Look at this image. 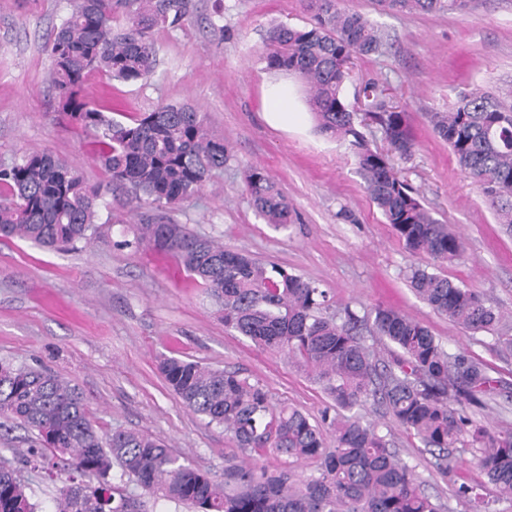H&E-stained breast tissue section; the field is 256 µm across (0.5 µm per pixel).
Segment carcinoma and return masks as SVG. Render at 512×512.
Here are the masks:
<instances>
[{"label":"carcinoma","instance_id":"obj_1","mask_svg":"<svg viewBox=\"0 0 512 512\" xmlns=\"http://www.w3.org/2000/svg\"><path fill=\"white\" fill-rule=\"evenodd\" d=\"M378 2L385 10L433 13L462 11L468 0ZM313 4L308 26L270 29L267 67L305 83L317 130L349 142L370 199L406 249L435 263L459 258L458 236L412 195L388 155L371 149L357 128L360 116L375 120L390 151L405 158L414 149L407 114L374 84L363 88V111L344 100L352 56L379 52L383 34L363 15L336 8V0ZM193 10V0H73L48 42L50 84L60 110L96 145V160L112 189L137 208H174L195 199L211 174L224 169L228 146L192 105L161 104L123 123L82 95V87L95 74L125 82L149 78L157 55L150 32L183 27ZM432 124L493 208L497 223L512 235V106L486 92H463L448 111L433 113ZM245 182L256 212L274 229L286 228L292 206L274 178L251 167ZM100 196V189L87 185L64 160L49 152L28 153L0 169V241L16 238L47 248L89 244ZM133 244L172 257L201 282L224 306L225 327L313 374L344 410L330 420L334 447L325 446L322 429L303 412L275 406L259 384L238 372L164 357L158 369L168 388L184 407L224 427L242 454L269 453L315 467L299 480L290 470L228 459L224 481L217 482L150 434L98 432L83 393L64 378L1 363L0 428L10 422L37 432L40 449L27 450L26 463L50 475L70 469L102 480L128 479L145 494L192 512H449L422 491L415 467L356 413L373 402L417 437L444 472L457 467L454 449H474L497 501L512 504V430L490 428L465 414L467 407L487 405L491 381L481 362L448 353L425 325L391 307L377 306L363 317L350 313L339 324L323 316L325 290L182 224L144 214L134 225V239L123 241ZM409 279L425 304L466 330L488 332L501 319L478 292L426 267L412 269ZM370 339L390 344V359H378ZM115 466L119 471L112 475ZM456 497L478 509L485 504L484 486L463 483ZM0 512H37L26 485L5 463ZM55 512H140V502L129 494L91 490L72 478L60 489Z\"/></svg>","mask_w":512,"mask_h":512}]
</instances>
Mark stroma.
<instances>
[{
  "instance_id": "stroma-1",
  "label": "stroma",
  "mask_w": 512,
  "mask_h": 512,
  "mask_svg": "<svg viewBox=\"0 0 512 512\" xmlns=\"http://www.w3.org/2000/svg\"><path fill=\"white\" fill-rule=\"evenodd\" d=\"M194 2L182 28L154 31L157 65L149 79L111 83L114 107L143 113L162 103H187L228 142L224 169L196 199L165 209V216L315 282L327 290L328 312L337 321L383 305L425 324L449 353L486 364L488 406L472 410V417L512 428V356L498 342L512 336V236L430 122L431 113L447 111L463 91L496 95L512 85V0H471L466 10L431 14L383 12L374 0H336L338 8L364 15L387 34L380 53L356 59L344 99L355 105L362 86L373 81L390 88L407 112L417 145L411 156L392 162L432 215L462 238L463 255L437 271L475 289L501 314L493 335L452 323L410 289L407 277L420 258L404 248L371 201L348 143L317 132L298 77L288 83L303 122L287 130L267 121L265 87L278 76L264 60L267 34L277 24L308 25L307 0ZM70 5L0 0V166L32 151L65 159L89 186L104 189L98 235L92 244L59 251L18 239L0 244V361L54 372L79 388L99 431L160 437L220 481L225 459L238 450L223 427L186 409L168 389L157 369L161 357L239 371L272 402L293 405L316 423L333 404L284 354L259 349L226 328L221 307L174 260L125 246L139 213L153 208L137 213L113 198L108 175L70 127L47 81L45 43ZM252 166L267 170L293 205L288 229L274 230L256 213L244 183ZM363 416L415 466L426 494L450 512H472L455 496L459 484L486 480L471 449H457L458 468L446 474L382 407H367Z\"/></svg>"
}]
</instances>
